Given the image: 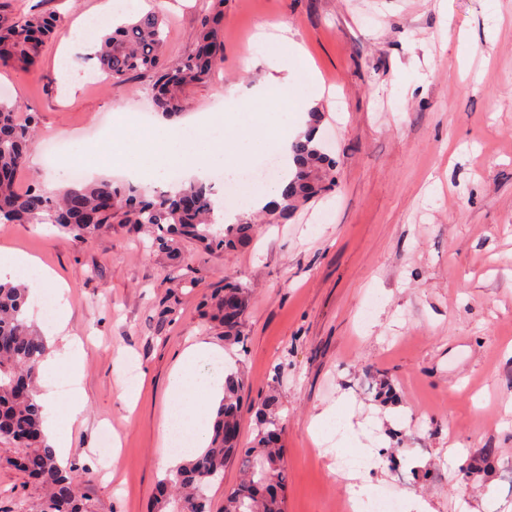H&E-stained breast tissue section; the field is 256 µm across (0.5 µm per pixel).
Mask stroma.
<instances>
[{
  "instance_id": "obj_1",
  "label": "stroma",
  "mask_w": 512,
  "mask_h": 512,
  "mask_svg": "<svg viewBox=\"0 0 512 512\" xmlns=\"http://www.w3.org/2000/svg\"><path fill=\"white\" fill-rule=\"evenodd\" d=\"M59 15L37 73L0 68V98L33 109L37 134L18 188L61 189L43 142L91 150L118 117L151 112L149 75L121 90L98 79L93 48L59 37L105 0H4ZM224 0V64L191 87L185 119L220 113L229 93L263 80L279 24L334 97L318 103L336 189L248 246L183 264L134 242L120 225L64 241L55 226L0 224V248L34 256L68 284V330L81 340L83 424L68 459L87 474L99 512H155L165 474L160 424L169 373L204 341L245 371L239 441L252 404L276 390L285 418L286 512H345L344 459L309 426L337 407L333 441L370 422L363 460L376 495L414 494L433 512L512 506V0ZM199 0H167L169 57L192 52ZM235 278L251 290L242 343L225 346L202 314L205 295ZM172 314L161 316L163 305ZM143 381L136 407L119 398ZM115 439L101 475L99 435ZM0 444V512L42 495Z\"/></svg>"
}]
</instances>
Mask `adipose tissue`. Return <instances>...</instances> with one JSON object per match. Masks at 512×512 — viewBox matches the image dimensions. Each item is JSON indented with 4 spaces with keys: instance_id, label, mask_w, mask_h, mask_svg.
Instances as JSON below:
<instances>
[{
    "instance_id": "ef3b65f1",
    "label": "adipose tissue",
    "mask_w": 512,
    "mask_h": 512,
    "mask_svg": "<svg viewBox=\"0 0 512 512\" xmlns=\"http://www.w3.org/2000/svg\"><path fill=\"white\" fill-rule=\"evenodd\" d=\"M273 76L252 91V96L280 105L295 102L299 112H307L312 100L300 96L297 74H288L281 63H273ZM220 118L202 116L185 124H174L164 119L156 120L150 133L140 135V146L133 158L137 169L149 170L160 175L175 174L182 180L203 178L208 169L220 167L225 174H235L241 165L254 158V142L250 136L238 133V116L247 105V99L232 97ZM35 259L19 250L0 252V282L25 278L30 293L44 296L47 293L62 295L63 286L49 271H37L36 279H29L36 271ZM68 314L65 308L53 312L52 327L47 331L49 342H61L63 357H50L43 361L47 371H54L58 362H66L72 383H79L83 376V358L75 352V337L66 333ZM231 370L230 359L223 350L206 342H199L184 349L169 376L168 392L176 402L167 406L162 424V441L166 452L164 466L174 468L191 456L207 448L216 410L224 396V376ZM50 418L45 424V434L55 448L58 458L68 454L69 431L78 422L84 409L83 398L63 401L52 394L39 399Z\"/></svg>"
}]
</instances>
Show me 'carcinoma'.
<instances>
[{
  "label": "carcinoma",
  "instance_id": "1",
  "mask_svg": "<svg viewBox=\"0 0 512 512\" xmlns=\"http://www.w3.org/2000/svg\"><path fill=\"white\" fill-rule=\"evenodd\" d=\"M191 54L170 59L163 52V20L149 12L124 22L101 38L93 57L112 76L119 90L136 74H153L150 96L155 109L169 117L180 115L189 87L213 78L224 59V0H205ZM58 27L56 15L15 13L0 9V66L36 73L45 44ZM19 103L0 101V224H40L47 219L65 236L88 238L123 224L138 236L149 233L151 247L180 256V243L195 242L205 253H222L248 244L261 215L268 224L291 218L300 204L336 188L334 161L314 133L320 114L310 113L308 131L291 144L294 170L281 188V201H272L259 214H242L231 224H218L213 213L215 190L208 180L195 179L153 197L133 183L80 182L55 193L36 183L24 192L16 177L26 165L27 146L37 127V115ZM249 287L224 280L210 297L212 319L224 328V340L238 343L242 335ZM28 288L0 283V443L20 449L11 463L42 483L45 495L34 512H99L79 494V468L63 467L43 433L44 409L37 400L36 380L48 347L46 337L26 317ZM244 374L224 378V402L214 422L209 447L196 459L170 469L160 480L159 512H209L213 481L233 458L243 473L240 483L224 497V512H284L286 464L282 447L284 418L281 403L269 392L255 407L252 445L239 447L241 393Z\"/></svg>",
  "mask_w": 512,
  "mask_h": 512
}]
</instances>
